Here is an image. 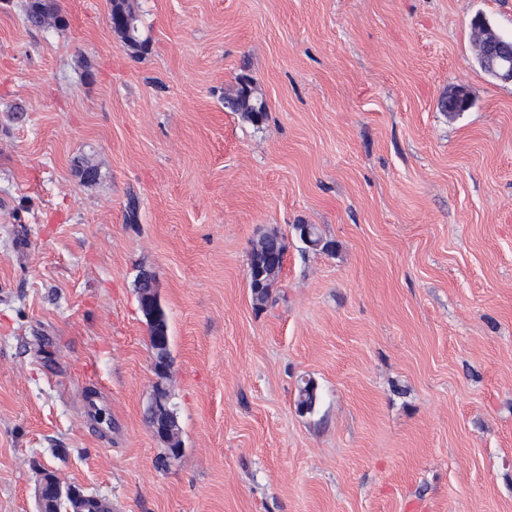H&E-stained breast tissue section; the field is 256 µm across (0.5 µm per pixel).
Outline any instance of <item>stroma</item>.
Instances as JSON below:
<instances>
[{"mask_svg": "<svg viewBox=\"0 0 512 512\" xmlns=\"http://www.w3.org/2000/svg\"><path fill=\"white\" fill-rule=\"evenodd\" d=\"M52 2L37 29L0 0V512H37L41 466L112 512H512V84L470 28L512 37V0H135L138 50L111 0ZM244 80L261 125L224 106ZM470 25L480 67L492 78L512 83V39L499 34L482 15ZM287 250L285 237L272 229L264 232L253 246L248 259L249 268L261 267L262 279L250 283L252 300L263 309L271 297V288L281 273L280 255ZM163 318L166 327L158 323L154 324L149 338L153 390L148 413L154 419L153 425L150 427L151 433L165 445L167 448L165 449L166 458L171 461L180 456L182 443L180 430L169 428L173 422L177 421V417L170 408L168 381L172 372V360L168 317L164 309ZM149 415L147 414L146 417L150 425Z\"/></svg>", "mask_w": 512, "mask_h": 512, "instance_id": "35a3bbf8", "label": "stroma"}]
</instances>
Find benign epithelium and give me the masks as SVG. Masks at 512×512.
Wrapping results in <instances>:
<instances>
[{"label":"benign epithelium","instance_id":"obj_1","mask_svg":"<svg viewBox=\"0 0 512 512\" xmlns=\"http://www.w3.org/2000/svg\"><path fill=\"white\" fill-rule=\"evenodd\" d=\"M471 30L480 67L492 78L512 83V39L499 34L482 15H477L471 20ZM442 104L446 110L457 113L468 110L470 100L467 93L458 88L444 96ZM147 320L154 323L149 338L153 385L148 413L154 419L151 433L165 445L166 458L171 461L180 456L182 443L180 431L171 428V424L177 421V417L170 408L168 389L172 372L170 336L165 326L154 322L153 316H147ZM48 484L53 486L56 493L72 498L76 504V512H87L89 495L85 494L84 487L63 482L50 469H44L40 473L39 512H45L43 489Z\"/></svg>","mask_w":512,"mask_h":512}]
</instances>
